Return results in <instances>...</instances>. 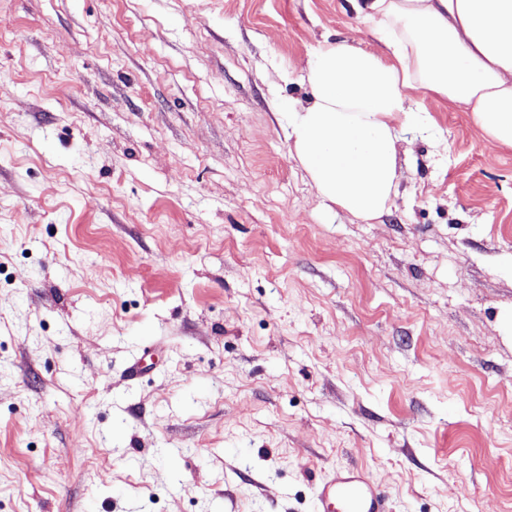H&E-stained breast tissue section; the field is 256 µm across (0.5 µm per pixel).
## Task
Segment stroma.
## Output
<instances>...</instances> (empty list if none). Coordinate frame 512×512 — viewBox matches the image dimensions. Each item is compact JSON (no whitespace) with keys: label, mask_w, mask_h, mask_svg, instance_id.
<instances>
[{"label":"stroma","mask_w":512,"mask_h":512,"mask_svg":"<svg viewBox=\"0 0 512 512\" xmlns=\"http://www.w3.org/2000/svg\"><path fill=\"white\" fill-rule=\"evenodd\" d=\"M345 36L351 0H0V512H316L349 466L512 512V148L435 105L378 221L323 201L287 110Z\"/></svg>","instance_id":"stroma-1"}]
</instances>
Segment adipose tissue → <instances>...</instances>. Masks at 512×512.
Returning <instances> with one entry per match:
<instances>
[{
	"label": "adipose tissue",
	"mask_w": 512,
	"mask_h": 512,
	"mask_svg": "<svg viewBox=\"0 0 512 512\" xmlns=\"http://www.w3.org/2000/svg\"><path fill=\"white\" fill-rule=\"evenodd\" d=\"M378 42L348 40L307 54V102L288 139L319 195L369 222L389 210L403 176L401 134L428 103L471 113L512 148V0H353Z\"/></svg>",
	"instance_id": "1"
}]
</instances>
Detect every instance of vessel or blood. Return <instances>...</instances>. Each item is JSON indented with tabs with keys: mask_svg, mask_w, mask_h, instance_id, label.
<instances>
[{
	"mask_svg": "<svg viewBox=\"0 0 512 512\" xmlns=\"http://www.w3.org/2000/svg\"><path fill=\"white\" fill-rule=\"evenodd\" d=\"M317 512H387L383 492L355 468L332 470L317 485Z\"/></svg>",
	"mask_w": 512,
	"mask_h": 512,
	"instance_id": "obj_1",
	"label": "vessel or blood"
}]
</instances>
